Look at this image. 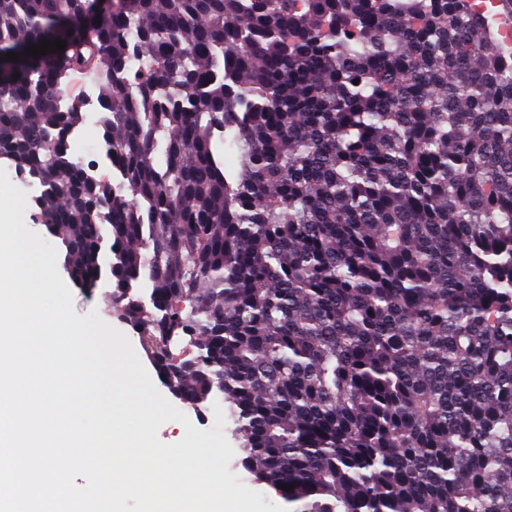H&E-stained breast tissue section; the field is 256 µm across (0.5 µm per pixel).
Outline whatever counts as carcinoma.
<instances>
[{"label":"carcinoma","mask_w":512,"mask_h":512,"mask_svg":"<svg viewBox=\"0 0 512 512\" xmlns=\"http://www.w3.org/2000/svg\"><path fill=\"white\" fill-rule=\"evenodd\" d=\"M10 51L0 158L166 388L230 403L255 482L512 512V47L474 0H0ZM84 70L116 189L69 153Z\"/></svg>","instance_id":"carcinoma-1"}]
</instances>
